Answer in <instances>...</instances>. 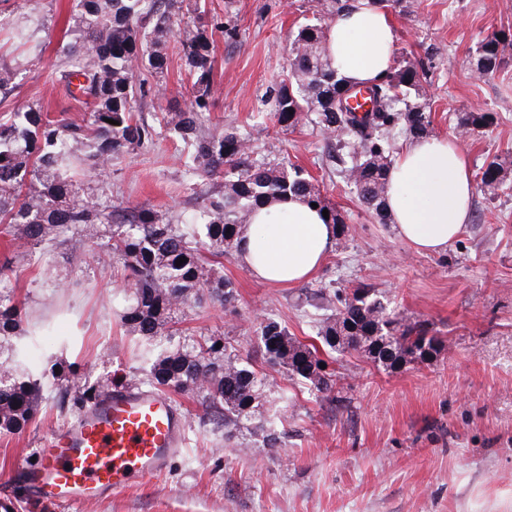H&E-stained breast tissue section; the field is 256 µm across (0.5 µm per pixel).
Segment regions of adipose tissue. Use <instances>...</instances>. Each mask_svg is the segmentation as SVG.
I'll return each mask as SVG.
<instances>
[{
  "label": "adipose tissue",
  "instance_id": "1",
  "mask_svg": "<svg viewBox=\"0 0 512 512\" xmlns=\"http://www.w3.org/2000/svg\"><path fill=\"white\" fill-rule=\"evenodd\" d=\"M395 34L383 9L356 0L329 26L326 53L350 82L385 76ZM388 212L398 236L418 251L439 253L470 219L472 171L456 140L443 136L408 142L388 172ZM336 242V229L318 209L291 196L259 207L240 235L237 256L256 280L296 284L312 278Z\"/></svg>",
  "mask_w": 512,
  "mask_h": 512
}]
</instances>
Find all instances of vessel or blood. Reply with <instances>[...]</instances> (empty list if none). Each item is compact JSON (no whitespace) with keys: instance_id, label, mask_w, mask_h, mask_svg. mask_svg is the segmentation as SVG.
<instances>
[{"instance_id":"obj_1","label":"vessel or blood","mask_w":512,"mask_h":512,"mask_svg":"<svg viewBox=\"0 0 512 512\" xmlns=\"http://www.w3.org/2000/svg\"><path fill=\"white\" fill-rule=\"evenodd\" d=\"M184 428L182 412L166 395L114 390L53 431L24 478L38 497L61 504L91 501L163 472Z\"/></svg>"}]
</instances>
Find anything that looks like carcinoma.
I'll list each match as a JSON object with an SVG mask.
<instances>
[{"label":"carcinoma","mask_w":512,"mask_h":512,"mask_svg":"<svg viewBox=\"0 0 512 512\" xmlns=\"http://www.w3.org/2000/svg\"><path fill=\"white\" fill-rule=\"evenodd\" d=\"M183 2L78 0L75 37L64 49L70 69L63 76H81L79 90L94 99L96 108L79 123L54 120L31 105L0 117V223L18 229L17 237L28 243L71 255L97 244L100 262L121 263L129 288L121 298L120 321L141 340L137 356L144 381L158 391L196 399L227 436L254 430L273 448L280 442L275 416L261 411L273 383L227 351L224 337L177 328L176 315L186 308L208 303L224 308L235 301L232 284L213 274L212 267L238 247L241 229L258 206L301 195L318 210L329 211L326 223L336 226L338 237H346L348 227L303 169L255 158L253 146L232 125L201 130V116L211 107L212 42L203 23L192 29L176 26L175 9ZM350 7V0H319L317 17L298 28L288 68L269 89V119L285 129L315 123L326 144L327 165L386 224L392 136L421 138L431 125L423 95L427 70L421 61L392 66L368 87L371 111H361L352 103L359 86L343 80L323 51L330 22ZM169 41L193 79L192 98L173 124L186 149L180 161L191 175H224V190L202 195L201 203L176 221L135 207L106 211L81 194L69 172L97 175L112 156L153 144L157 132L135 117V105L153 90L144 72L166 70ZM508 46L511 32L487 33L478 70L497 68ZM495 120L492 112H461L455 127L468 136ZM502 172L499 159L486 163L479 173L481 187L496 191ZM182 257L185 262L176 265ZM314 299L322 311L319 344L301 342L271 316L258 322L256 332L267 362L322 395L335 392L338 378L321 358L324 352L352 350L378 366L395 368L445 347L424 322L396 313L370 285L329 284ZM21 322L13 290L0 288V344L9 345L8 359L0 361V434L23 432L49 400L50 385L31 370L42 328H31L14 343ZM163 334L178 340L161 348L153 339Z\"/></svg>","instance_id":"obj_1"}]
</instances>
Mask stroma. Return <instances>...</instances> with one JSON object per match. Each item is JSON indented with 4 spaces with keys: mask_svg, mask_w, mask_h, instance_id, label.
I'll return each mask as SVG.
<instances>
[{
    "mask_svg": "<svg viewBox=\"0 0 512 512\" xmlns=\"http://www.w3.org/2000/svg\"><path fill=\"white\" fill-rule=\"evenodd\" d=\"M316 0H206L214 45L210 119L230 123L259 157L303 168L348 227L317 276L286 287L254 280L236 254L217 271L236 300L222 309L181 312V326L219 335L287 388L267 407L286 436L270 448L248 432L212 428L190 397H177L185 441L164 472L119 493L83 504L54 505L26 491L17 468L44 448L50 434L79 413L64 401L16 435H0V512H512V166L506 189H475L472 216L447 251L426 254L379 223L343 179L321 163L324 141L313 125L274 127L260 98L286 64V46L311 17ZM77 0H0V114L33 105L51 118L81 121L91 101L73 97L61 53L72 39ZM394 58L430 61L424 85L430 133L455 137L458 113L482 109L496 123L461 145L472 171L512 158V47L495 70L477 74V49L492 29H512V0H398L387 9ZM142 115L158 133L148 149L113 159L105 179H82L89 199L148 209L165 217L192 210L199 195L223 181L192 177L180 165L183 143L165 120L192 95L178 56L160 77ZM0 224V266L22 308V327L48 323L39 370L54 393L85 391L112 379L139 384L136 341L119 325L113 296L125 283L119 266L93 253L44 252L41 259L10 247ZM370 283L403 316L432 324L447 341L437 357L393 370L356 352L338 354V399L268 368L255 324L266 314L310 341L316 310L309 297L325 283Z\"/></svg>",
    "mask_w": 512,
    "mask_h": 512,
    "instance_id": "obj_1",
    "label": "stroma"
}]
</instances>
